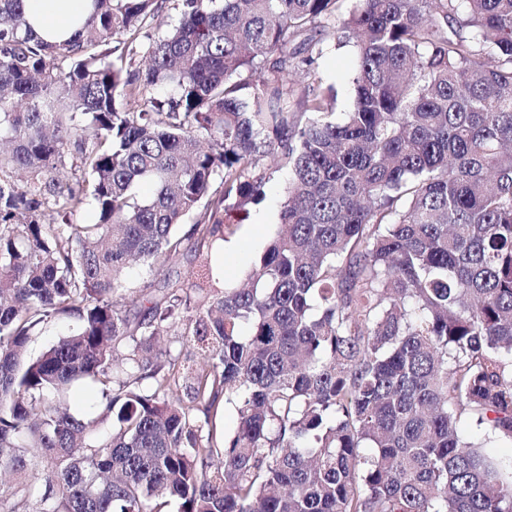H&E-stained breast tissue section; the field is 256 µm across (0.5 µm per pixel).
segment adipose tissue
<instances>
[{
    "label": "adipose tissue",
    "mask_w": 512,
    "mask_h": 512,
    "mask_svg": "<svg viewBox=\"0 0 512 512\" xmlns=\"http://www.w3.org/2000/svg\"><path fill=\"white\" fill-rule=\"evenodd\" d=\"M34 31L44 40L63 42L73 38L92 11L91 0H24Z\"/></svg>",
    "instance_id": "adipose-tissue-1"
}]
</instances>
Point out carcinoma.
<instances>
[{"label":"carcinoma","instance_id":"obj_1","mask_svg":"<svg viewBox=\"0 0 512 512\" xmlns=\"http://www.w3.org/2000/svg\"><path fill=\"white\" fill-rule=\"evenodd\" d=\"M92 2L57 44L0 0V512H512V462L458 430L512 439V0H179L161 36V0ZM299 37L353 48L342 120ZM269 155L281 230L220 290ZM188 253V283L119 295ZM75 327V323L67 321H59L50 324L40 334L32 336L28 344V354L31 357L38 356L48 346L53 344L62 335L67 334Z\"/></svg>","mask_w":512,"mask_h":512}]
</instances>
